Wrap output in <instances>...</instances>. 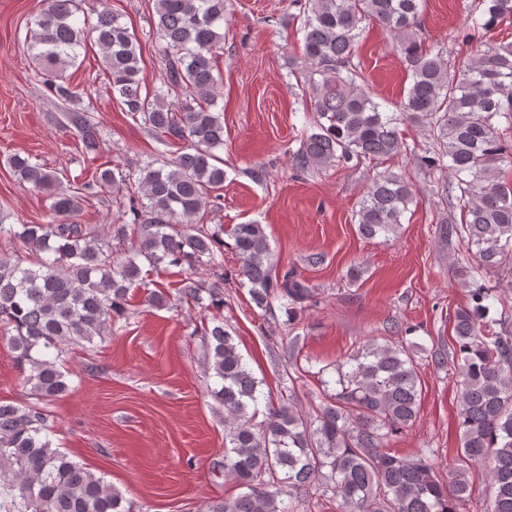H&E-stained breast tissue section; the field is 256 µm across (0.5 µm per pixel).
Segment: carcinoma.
<instances>
[{
    "mask_svg": "<svg viewBox=\"0 0 512 512\" xmlns=\"http://www.w3.org/2000/svg\"><path fill=\"white\" fill-rule=\"evenodd\" d=\"M44 2L25 35L41 85L58 100L75 101L63 73L93 34L123 111L154 131L160 145H178L180 152L158 167H101L77 191L27 157L9 158L19 180L49 201L45 224H0V236L19 240L35 255L26 262L0 253V333L34 396L51 401L67 392L58 364L64 347L106 335L131 289L149 287L138 259L154 268L186 264L192 272L206 266L213 281L189 275L176 297L211 313L193 335L219 383L212 393L224 406V473L245 492L205 512H298L283 504L280 487L286 483L299 493L316 480L342 512H466L479 479L495 489L487 512H512V335L502 319L489 317L493 295L486 286L490 274L512 267V181L503 169L512 166V147L495 124L496 117L512 115V41L481 40L458 65L444 47L418 37L422 0H306L302 6L315 116L294 164L326 169L391 159L410 151L398 131L410 119L429 131L422 166L448 171L437 197L451 211L441 223L468 254L454 272L469 289L470 303L454 315L460 467L445 483L425 454L405 458L386 451L421 410L422 384L409 345L359 347L336 365V390L317 415L284 402L267 407L262 427L252 424L262 381L224 329L223 239L208 225L224 187V162L214 154L224 145V121L214 112V59L224 49L225 0H156L164 79L151 94L141 92L138 41L104 0ZM482 2L483 30L512 19V0ZM371 22L383 25L411 73L393 112L381 109L353 62ZM91 110L67 118L80 133L83 156L95 159L103 134ZM103 191L130 220L106 230L79 223L81 203ZM412 202L405 175L375 173L356 210L358 233L374 239L395 232ZM227 233L255 305L263 309L284 299L288 315L297 316L311 288L276 269L262 225L233 224ZM0 482L17 492L16 512H130L103 478L53 447L37 405L0 402Z\"/></svg>",
    "mask_w": 512,
    "mask_h": 512,
    "instance_id": "cac0c4a2",
    "label": "carcinoma"
}]
</instances>
